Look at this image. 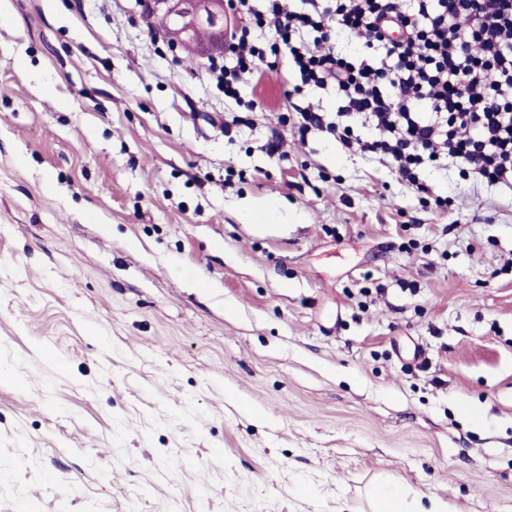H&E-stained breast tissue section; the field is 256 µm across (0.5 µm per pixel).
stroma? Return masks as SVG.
Masks as SVG:
<instances>
[{"label": "stroma", "instance_id": "obj_1", "mask_svg": "<svg viewBox=\"0 0 512 512\" xmlns=\"http://www.w3.org/2000/svg\"><path fill=\"white\" fill-rule=\"evenodd\" d=\"M1 14L0 512H375L389 479L512 512L511 191L429 166L442 212L299 141L288 57L225 97L140 0Z\"/></svg>", "mask_w": 512, "mask_h": 512}]
</instances>
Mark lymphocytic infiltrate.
I'll return each mask as SVG.
<instances>
[{
    "instance_id": "lymphocytic-infiltrate-1",
    "label": "lymphocytic infiltrate",
    "mask_w": 512,
    "mask_h": 512,
    "mask_svg": "<svg viewBox=\"0 0 512 512\" xmlns=\"http://www.w3.org/2000/svg\"><path fill=\"white\" fill-rule=\"evenodd\" d=\"M253 2L227 0L247 22L231 29L226 58L208 61L225 95L260 83L284 51L300 75L293 93L330 87L343 102L339 122L300 109L299 134L326 132L372 155L443 211L447 198L421 177L430 164L512 189V0H303L302 12ZM254 25L268 28L267 47L249 41ZM339 32L362 38L357 58L337 53Z\"/></svg>"
}]
</instances>
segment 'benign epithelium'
<instances>
[{"label": "benign epithelium", "instance_id": "7a95c632", "mask_svg": "<svg viewBox=\"0 0 512 512\" xmlns=\"http://www.w3.org/2000/svg\"><path fill=\"white\" fill-rule=\"evenodd\" d=\"M149 6L167 16L166 37L185 41L203 29L210 38L198 47L197 54H224V0H149Z\"/></svg>", "mask_w": 512, "mask_h": 512}]
</instances>
